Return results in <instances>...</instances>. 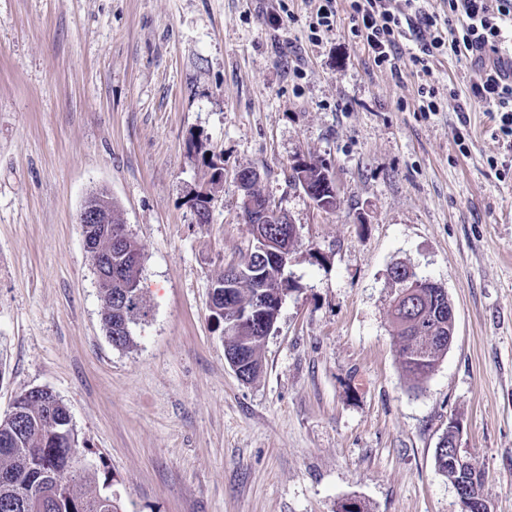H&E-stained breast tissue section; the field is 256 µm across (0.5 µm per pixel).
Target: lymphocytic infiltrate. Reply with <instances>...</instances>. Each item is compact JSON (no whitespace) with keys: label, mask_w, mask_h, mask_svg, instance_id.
<instances>
[{"label":"lymphocytic infiltrate","mask_w":512,"mask_h":512,"mask_svg":"<svg viewBox=\"0 0 512 512\" xmlns=\"http://www.w3.org/2000/svg\"><path fill=\"white\" fill-rule=\"evenodd\" d=\"M342 8L373 69L396 76L408 68L419 75V111L440 109L434 59L450 54L468 61L477 75L470 94L494 112L502 146L512 153V51L504 47L512 0H448L443 15L429 11L426 0H318L310 30L332 29Z\"/></svg>","instance_id":"lymphocytic-infiltrate-1"}]
</instances>
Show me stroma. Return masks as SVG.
Returning a JSON list of instances; mask_svg holds the SVG:
<instances>
[{
	"mask_svg": "<svg viewBox=\"0 0 512 512\" xmlns=\"http://www.w3.org/2000/svg\"><path fill=\"white\" fill-rule=\"evenodd\" d=\"M314 8L0 0V417L51 391L121 512H460L435 464L456 419L492 512H512V171L487 164L503 154L496 122L466 62L436 61L460 98L418 112L411 70L372 69L347 12L311 36ZM300 159L330 169L336 210L289 183ZM244 169L298 230L249 383L208 297L254 245ZM101 187L144 248L151 311L127 349L103 327L76 222ZM398 262L455 306L454 342L418 385L390 317Z\"/></svg>",
	"mask_w": 512,
	"mask_h": 512,
	"instance_id": "obj_1",
	"label": "stroma"
}]
</instances>
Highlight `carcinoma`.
<instances>
[{"instance_id":"carcinoma-1","label":"carcinoma","mask_w":512,"mask_h":512,"mask_svg":"<svg viewBox=\"0 0 512 512\" xmlns=\"http://www.w3.org/2000/svg\"><path fill=\"white\" fill-rule=\"evenodd\" d=\"M328 167L299 161L291 167L293 184L306 181L314 190L322 187ZM265 238L272 248L283 247L285 231L268 224ZM112 255L109 284L99 289L104 329L116 348L133 345L132 326L144 321L150 306L140 286L143 248L130 234L119 240ZM286 268L270 254L254 247L237 266L211 278L219 294L215 305L220 322L251 310L259 297L273 303L288 295ZM395 293L414 289L419 314L412 316L400 304L391 313L400 363L409 380L427 379L448 353V316L435 310V289L417 288L411 280H394ZM271 329L241 325L223 333L224 357L238 359L241 380H254L262 368L261 350ZM439 471L453 482L457 475L448 467V448L435 451ZM109 485L99 479L94 464L81 462L78 438L67 406L46 389L20 394L16 412L0 418V512H121Z\"/></svg>"}]
</instances>
